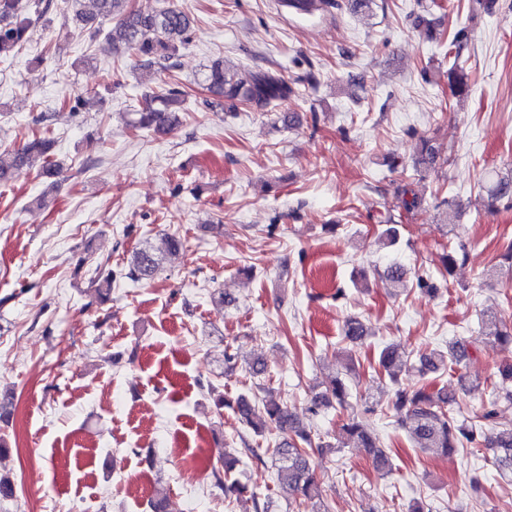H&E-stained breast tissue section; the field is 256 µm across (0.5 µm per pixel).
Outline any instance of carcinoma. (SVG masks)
Segmentation results:
<instances>
[{
	"label": "carcinoma",
	"instance_id": "1",
	"mask_svg": "<svg viewBox=\"0 0 512 512\" xmlns=\"http://www.w3.org/2000/svg\"><path fill=\"white\" fill-rule=\"evenodd\" d=\"M72 20L79 26L89 46L104 41L108 48L116 52L121 48L139 57L160 60L159 82L156 90L146 95L142 107L129 113L126 126L133 129H147L162 133L179 121V106L185 102L188 92L183 86L171 81L177 64L173 58L178 48L190 39L194 21L186 12L167 7L144 12L129 5V0H70ZM283 6L303 15L323 14L336 7V0H282ZM50 7L48 0H0V59L14 52L24 41L31 24L30 14L42 15ZM115 19L109 30L102 28V21ZM451 93L460 98L468 93V75L458 65L450 69ZM298 80H289L283 75L268 69H259L245 83L236 77L235 67L218 58L208 65L201 85L209 96L201 104L208 110H232L246 105L256 112H267L276 102H286L296 93ZM55 141L45 136H34L21 147L9 154H0V183L9 182L20 169L43 160L39 177L46 183L42 195L35 199L39 206L47 205L51 195L57 190L63 167L54 159ZM436 163V152L428 143H423L419 156L413 161L415 173L426 170ZM512 204V175L499 176L487 189V206L497 207L500 202ZM422 205L411 178L401 180L394 191V201L390 208L378 212V223L387 225L382 235L390 244L397 241L398 229L393 212L414 213ZM184 243L175 235L162 239V246L144 247L137 251L128 266L118 270L109 267V261L99 262L95 268L92 284L97 295L108 298L112 284L118 279L138 281L154 275L160 270L163 260L183 254ZM343 336L350 343L358 345L367 337V328L357 319H351L343 327ZM486 346L491 349L512 348V324L499 322L491 333ZM468 357V347L462 340L448 344L445 351H433L419 355L418 362L400 352L398 345L390 343L377 354L378 373L387 378L393 390L392 404L398 413L401 429L407 434L414 447L437 450L450 454L467 444L480 445L493 454V464L504 475L512 476V425L499 426L496 422V406L504 400L512 403V365L501 369L502 386L495 391L487 406L472 413L470 419L460 420L454 411L455 398L445 390L432 391L424 385L419 388L403 382V378L414 372L425 377L448 364H461ZM351 397L348 386L338 377L330 379L324 390L317 393L313 406L343 407ZM240 421L252 430L254 435L266 440L264 452L279 462L278 482L288 499L296 503L300 500H320L323 512L328 506L321 502L322 490L311 466V452L325 456L336 450L330 443L300 421L288 409V405L273 398L265 399L239 396L233 406ZM345 441L354 448H368L372 463L378 471L392 468L388 454L373 445L367 424L352 418L342 425ZM217 483L225 493L235 495L252 503L253 512H268V505L259 501L257 493L234 480L222 481L219 473H214Z\"/></svg>",
	"mask_w": 512,
	"mask_h": 512
}]
</instances>
